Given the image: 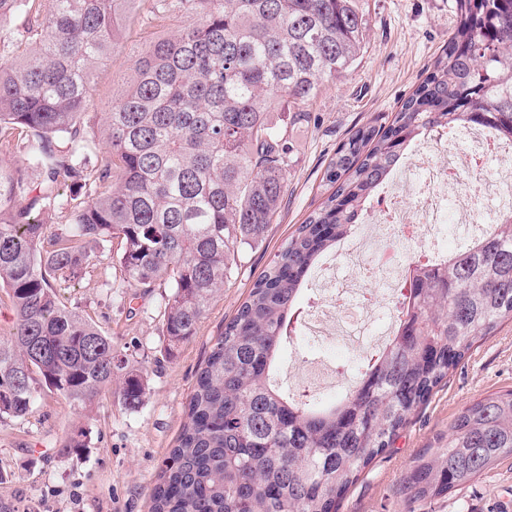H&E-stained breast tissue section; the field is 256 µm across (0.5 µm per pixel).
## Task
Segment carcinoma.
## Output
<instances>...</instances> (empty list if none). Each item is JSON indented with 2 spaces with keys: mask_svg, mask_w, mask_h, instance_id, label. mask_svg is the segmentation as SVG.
Masks as SVG:
<instances>
[{
  "mask_svg": "<svg viewBox=\"0 0 512 512\" xmlns=\"http://www.w3.org/2000/svg\"><path fill=\"white\" fill-rule=\"evenodd\" d=\"M134 0H0L17 19L0 56V288L15 320L0 341V422L45 392L91 407L121 379L131 408L143 371L112 336L62 300L113 239L121 288H173L160 354L196 335L241 251L265 240L288 191L287 105L309 112L324 82L362 56L366 0H151V16L188 24L138 53L119 98L92 131L93 78ZM458 24L386 126L336 149L329 193L254 282L196 376L177 444L150 489L151 512H338L365 469L480 341L512 321V219L421 268L399 291L395 333L358 368L349 393L314 403L273 380L297 337L304 276L351 234L367 202L420 138L465 125L512 140V0H456ZM107 157L92 161L87 134ZM42 174L31 187L28 169ZM53 213L62 224H47ZM73 429L57 452L85 447ZM512 455V391L466 407L448 443L408 473L410 502L441 497Z\"/></svg>",
  "mask_w": 512,
  "mask_h": 512,
  "instance_id": "obj_1",
  "label": "carcinoma"
}]
</instances>
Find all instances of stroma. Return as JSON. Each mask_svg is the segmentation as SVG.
I'll use <instances>...</instances> for the list:
<instances>
[{
    "instance_id": "35a3bbf8",
    "label": "stroma",
    "mask_w": 512,
    "mask_h": 512,
    "mask_svg": "<svg viewBox=\"0 0 512 512\" xmlns=\"http://www.w3.org/2000/svg\"><path fill=\"white\" fill-rule=\"evenodd\" d=\"M368 6L367 51L355 67L325 83L305 121L294 122L284 108L275 112L294 145L288 192L265 240L242 250L232 279L174 358L159 354L169 285L128 287L122 299L110 300L106 283L119 270L105 256L91 263L83 279L62 289L68 305L102 327L117 353L142 369L150 391L135 409L122 403L118 391H106L88 410L47 393L25 418L0 423V512H150L149 492L177 443L197 371L225 323L284 241L327 196L326 170L337 146L357 127L399 110L457 25L455 0H368ZM149 9L150 0H136L108 65L95 75L92 112L105 111L121 94L137 52L151 36L175 32L182 24L178 18L148 23ZM386 305L385 295H377L364 344L352 347L334 335L302 336L300 355L285 357L277 381L325 401L345 394L355 384L354 371L367 347L384 340ZM510 389L512 323L507 322L449 374L394 447L365 470L340 512H407L404 477L447 443L448 429L465 406ZM79 425L88 430L85 448L58 455L61 440ZM413 508L512 512V456L473 482Z\"/></svg>"
}]
</instances>
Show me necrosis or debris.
I'll return each mask as SVG.
<instances>
[{
  "label": "necrosis or debris",
  "instance_id": "obj_1",
  "mask_svg": "<svg viewBox=\"0 0 512 512\" xmlns=\"http://www.w3.org/2000/svg\"><path fill=\"white\" fill-rule=\"evenodd\" d=\"M512 155V141L500 139L487 129L463 127L456 141L441 132L419 141L410 162L401 170L390 192L381 193L370 224L355 227L353 245L341 254L348 264H365L383 292L400 287L416 268L447 262L449 252L441 244L448 239L449 212L458 223L475 226L464 243L472 245L485 231L512 216V171L487 172V156ZM460 185L455 201L440 189ZM405 197L409 206L394 208L392 197ZM365 304L362 300L317 301L304 327L309 334L321 332L324 320L339 314L346 336L362 340Z\"/></svg>",
  "mask_w": 512,
  "mask_h": 512
}]
</instances>
